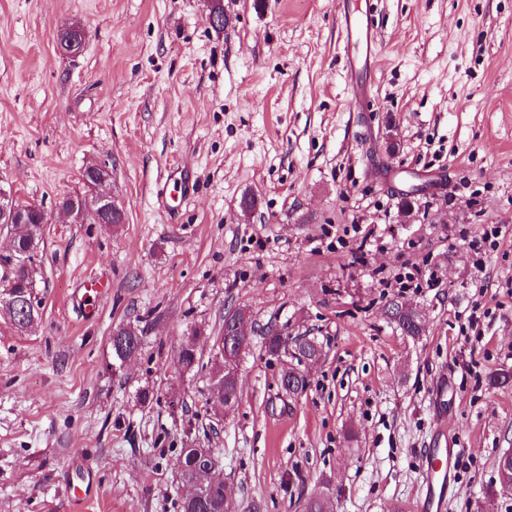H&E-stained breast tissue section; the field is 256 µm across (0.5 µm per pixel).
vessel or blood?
Returning a JSON list of instances; mask_svg holds the SVG:
<instances>
[{"mask_svg": "<svg viewBox=\"0 0 512 512\" xmlns=\"http://www.w3.org/2000/svg\"><path fill=\"white\" fill-rule=\"evenodd\" d=\"M341 31V53L354 79V101L366 98L371 85L368 77L378 64L374 25L369 13L353 8L351 0H337ZM458 453L453 448H430L422 458L421 512H446L448 497L455 483Z\"/></svg>", "mask_w": 512, "mask_h": 512, "instance_id": "obj_1", "label": "vessel or blood"}]
</instances>
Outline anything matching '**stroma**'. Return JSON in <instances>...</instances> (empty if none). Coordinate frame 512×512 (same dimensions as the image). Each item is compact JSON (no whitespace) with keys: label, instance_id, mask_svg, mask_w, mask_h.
<instances>
[{"label":"stroma","instance_id":"obj_1","mask_svg":"<svg viewBox=\"0 0 512 512\" xmlns=\"http://www.w3.org/2000/svg\"><path fill=\"white\" fill-rule=\"evenodd\" d=\"M372 2L360 106L336 0H224L221 31L207 0H0V186L49 217L39 322L21 333L0 310V512H176L190 442L214 449L234 512H302L325 484L334 512H419L420 451L443 435L460 450L447 512H512L496 468L512 384L490 383L512 373V237L482 272L469 248L512 225V0ZM69 23L88 33L74 56L56 46ZM102 161L125 223L59 214ZM424 264L439 287H394ZM91 277L111 291L90 312ZM393 297L422 336L389 322ZM230 309L251 345L219 413ZM271 322L323 344L298 397L265 352ZM129 324L143 345L116 377Z\"/></svg>","mask_w":512,"mask_h":512}]
</instances>
